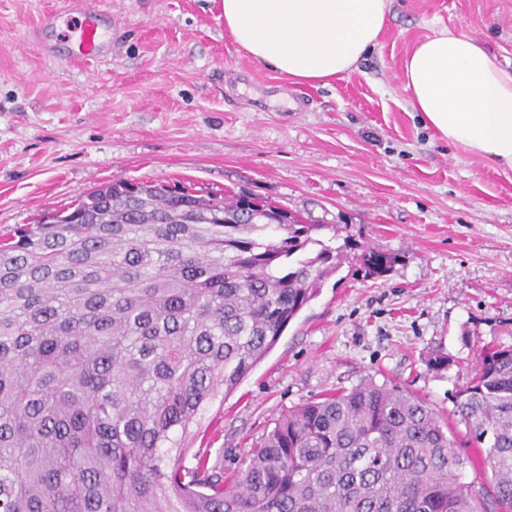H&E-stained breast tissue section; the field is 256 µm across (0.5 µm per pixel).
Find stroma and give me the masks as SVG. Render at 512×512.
Segmentation results:
<instances>
[{"mask_svg":"<svg viewBox=\"0 0 512 512\" xmlns=\"http://www.w3.org/2000/svg\"><path fill=\"white\" fill-rule=\"evenodd\" d=\"M59 2L0 0V235L123 178L246 191L399 257L328 278L192 450L232 471L288 409L370 378L448 423L467 478L489 474L453 396L481 348L512 347V180L425 126L401 73L443 26L512 62V0H390L378 45L327 86L255 62L218 0H104L112 53L71 68L30 39Z\"/></svg>","mask_w":512,"mask_h":512,"instance_id":"obj_1","label":"stroma"}]
</instances>
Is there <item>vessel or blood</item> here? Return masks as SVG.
I'll use <instances>...</instances> for the list:
<instances>
[{"label": "vessel or blood", "mask_w": 512, "mask_h": 512, "mask_svg": "<svg viewBox=\"0 0 512 512\" xmlns=\"http://www.w3.org/2000/svg\"><path fill=\"white\" fill-rule=\"evenodd\" d=\"M62 13L75 21L73 29L64 35L71 46L70 65H85L111 54L112 38L101 25L102 8L92 0H63Z\"/></svg>", "instance_id": "obj_1"}]
</instances>
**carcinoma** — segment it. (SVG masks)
I'll list each match as a JSON object with an SVG mask.
<instances>
[{
    "instance_id": "obj_1",
    "label": "carcinoma",
    "mask_w": 512,
    "mask_h": 512,
    "mask_svg": "<svg viewBox=\"0 0 512 512\" xmlns=\"http://www.w3.org/2000/svg\"><path fill=\"white\" fill-rule=\"evenodd\" d=\"M0 238V512H512V348L455 394L485 483L428 404L364 379L293 407L226 475L194 429L355 253L250 193L121 179Z\"/></svg>"
}]
</instances>
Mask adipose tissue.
<instances>
[{
  "label": "adipose tissue",
  "instance_id": "obj_1",
  "mask_svg": "<svg viewBox=\"0 0 512 512\" xmlns=\"http://www.w3.org/2000/svg\"><path fill=\"white\" fill-rule=\"evenodd\" d=\"M390 0H222L224 28L293 83L330 85L374 49ZM404 89L443 141L512 174V64L470 34L442 29L403 63Z\"/></svg>",
  "mask_w": 512,
  "mask_h": 512
}]
</instances>
